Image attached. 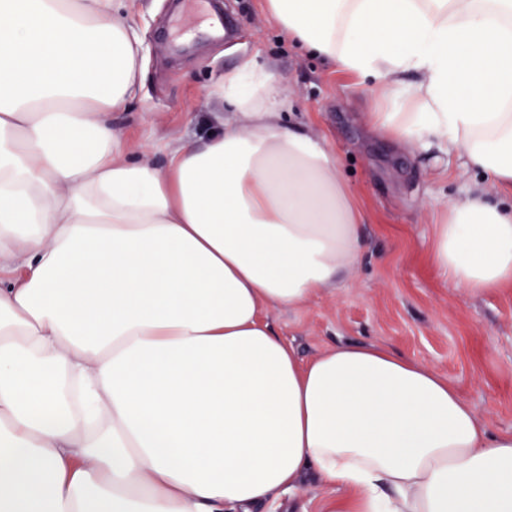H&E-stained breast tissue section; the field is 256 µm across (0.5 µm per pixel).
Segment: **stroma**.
I'll return each mask as SVG.
<instances>
[{"instance_id":"1","label":"stroma","mask_w":512,"mask_h":512,"mask_svg":"<svg viewBox=\"0 0 512 512\" xmlns=\"http://www.w3.org/2000/svg\"><path fill=\"white\" fill-rule=\"evenodd\" d=\"M143 3L141 91L137 103L113 114L118 135L134 145H163L205 134L214 83L255 58L282 80L292 120L332 141L365 212V252L343 287L298 309L264 311L265 320L305 360L349 342L380 345L430 367L493 431L511 433L512 286L474 297L429 261V212L456 198L470 174L453 169L437 176L434 158L368 135L359 114L373 86L300 52L269 21L262 0H216L215 9L239 23L229 41L207 34V15L193 0ZM326 509L318 477L307 472L252 512Z\"/></svg>"}]
</instances>
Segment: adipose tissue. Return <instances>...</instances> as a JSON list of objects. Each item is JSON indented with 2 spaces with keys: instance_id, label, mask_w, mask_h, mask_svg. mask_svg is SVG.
Returning a JSON list of instances; mask_svg holds the SVG:
<instances>
[{
  "instance_id": "1",
  "label": "adipose tissue",
  "mask_w": 512,
  "mask_h": 512,
  "mask_svg": "<svg viewBox=\"0 0 512 512\" xmlns=\"http://www.w3.org/2000/svg\"><path fill=\"white\" fill-rule=\"evenodd\" d=\"M291 41L372 81L361 120L482 183L432 212L431 261L512 285V0H265ZM141 0H0V512H249L305 471L340 512H512V433L367 344L307 362L262 313L341 284L363 214L267 64L210 135L112 129L139 97Z\"/></svg>"
}]
</instances>
